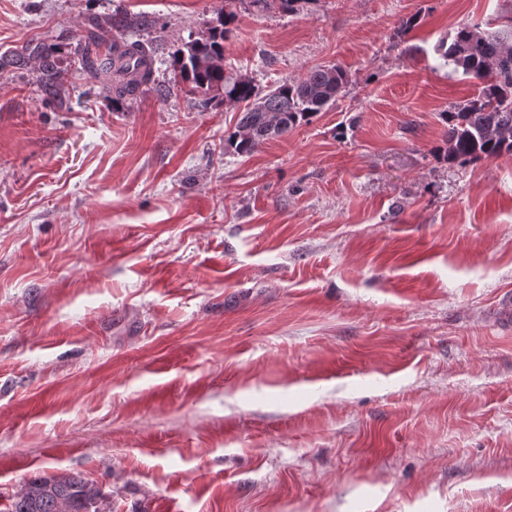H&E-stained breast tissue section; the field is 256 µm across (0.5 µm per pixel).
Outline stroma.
Wrapping results in <instances>:
<instances>
[{"mask_svg":"<svg viewBox=\"0 0 512 512\" xmlns=\"http://www.w3.org/2000/svg\"><path fill=\"white\" fill-rule=\"evenodd\" d=\"M222 13L225 71L333 65L336 102L239 156L240 105L117 106L79 72L90 19L166 81ZM510 13L0 0V512L37 473L111 512H512V156L446 159L479 84L436 50Z\"/></svg>","mask_w":512,"mask_h":512,"instance_id":"obj_1","label":"stroma"}]
</instances>
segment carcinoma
Listing matches in <instances>:
<instances>
[{
	"label": "carcinoma",
	"mask_w": 512,
	"mask_h": 512,
	"mask_svg": "<svg viewBox=\"0 0 512 512\" xmlns=\"http://www.w3.org/2000/svg\"><path fill=\"white\" fill-rule=\"evenodd\" d=\"M233 16L216 18L210 34L183 44L174 54L179 79L171 85L158 84L156 91L167 97L179 85L191 94H201L199 107L214 105L217 92L224 101L242 104L234 130L224 139L225 149L248 155L264 142L279 137L296 126L310 123L329 103L336 101L346 85L345 73L335 66H320L304 79L283 80L263 90L251 78L228 76L211 64L224 57V40ZM512 32V15L505 17L503 29L487 33L476 24L462 23L454 34L438 44V51L454 70L481 82L477 98L441 113L448 124V161L476 162L512 155V49L505 35ZM81 68L104 89L120 97L133 96L142 86L154 82L153 50L144 42H132L120 53L125 63L112 56L114 46L100 50L91 29L80 37ZM49 96L60 94L59 74L49 54L42 55ZM107 512L106 498L97 484L80 474L35 475L10 498L4 512Z\"/></svg>",
	"instance_id": "cac0c4a2"
}]
</instances>
